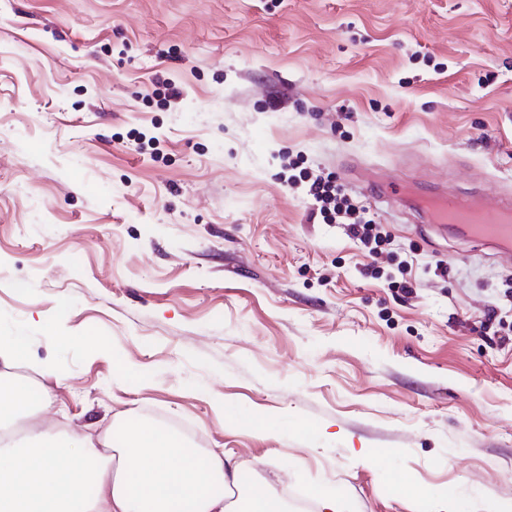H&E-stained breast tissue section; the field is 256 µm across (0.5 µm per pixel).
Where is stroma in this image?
<instances>
[{
    "mask_svg": "<svg viewBox=\"0 0 512 512\" xmlns=\"http://www.w3.org/2000/svg\"><path fill=\"white\" fill-rule=\"evenodd\" d=\"M435 190L512 198V0H0V338L42 426L151 418L288 512H512V249ZM308 193L317 203H320V213L325 219L342 212L356 215L357 207L349 202L344 195L341 197V189L331 180L315 179L309 185ZM439 222L458 224L469 239L484 247L512 244V208L510 202L488 210L476 200L448 194L422 204ZM352 219L353 222L349 223L351 236L362 242L366 247L370 246L371 252H374L384 241H387V236L383 237L381 235L376 224H372L371 221L362 222L355 219V217Z\"/></svg>",
    "mask_w": 512,
    "mask_h": 512,
    "instance_id": "stroma-1",
    "label": "stroma"
}]
</instances>
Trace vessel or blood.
<instances>
[{
    "label": "vessel or blood",
    "instance_id": "obj_1",
    "mask_svg": "<svg viewBox=\"0 0 512 512\" xmlns=\"http://www.w3.org/2000/svg\"><path fill=\"white\" fill-rule=\"evenodd\" d=\"M423 207L436 220L458 225L465 236L484 247L512 244V204L502 203L488 210L476 200L445 195L424 202Z\"/></svg>",
    "mask_w": 512,
    "mask_h": 512
}]
</instances>
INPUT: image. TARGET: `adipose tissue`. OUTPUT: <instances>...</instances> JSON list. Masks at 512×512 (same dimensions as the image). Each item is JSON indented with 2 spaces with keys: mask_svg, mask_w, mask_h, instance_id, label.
Listing matches in <instances>:
<instances>
[{
  "mask_svg": "<svg viewBox=\"0 0 512 512\" xmlns=\"http://www.w3.org/2000/svg\"><path fill=\"white\" fill-rule=\"evenodd\" d=\"M50 405L46 387L0 375V418L20 425V439L0 441V512H231L227 492L237 465L203 456L169 432L128 424L111 434L73 437L36 425Z\"/></svg>",
  "mask_w": 512,
  "mask_h": 512,
  "instance_id": "ef3b65f1",
  "label": "adipose tissue"
}]
</instances>
